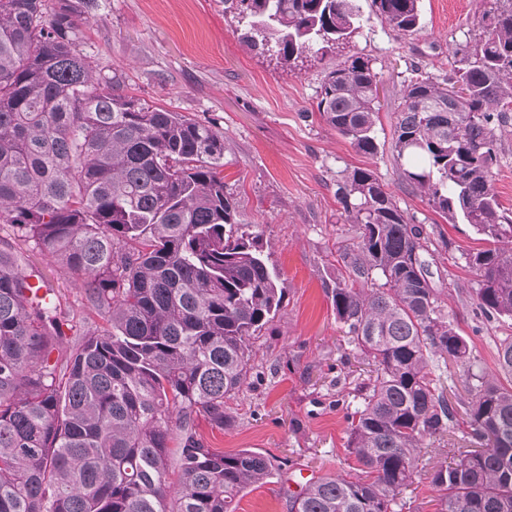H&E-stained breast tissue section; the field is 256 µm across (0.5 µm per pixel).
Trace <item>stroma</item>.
Returning a JSON list of instances; mask_svg holds the SVG:
<instances>
[{
    "label": "stroma",
    "mask_w": 512,
    "mask_h": 512,
    "mask_svg": "<svg viewBox=\"0 0 512 512\" xmlns=\"http://www.w3.org/2000/svg\"><path fill=\"white\" fill-rule=\"evenodd\" d=\"M84 29L85 48L101 74L123 81L149 104L190 115L224 134V176L238 194L250 232L259 235L281 273L285 298L270 329L251 342L255 377L227 401L233 422L225 430L199 419L198 432L213 448H252L292 469L245 491L238 512H288V494L299 491L301 471L312 477L353 466L347 422L338 396L347 394L358 368L336 321L331 290L336 244L350 239L340 222L336 188L344 170H374L400 207L434 225L429 272L462 335L472 340L476 368L495 369V322L478 317L470 300L477 276L466 253L483 243L467 224L437 221L425 200L401 185L392 148V114L413 68L443 77L448 44L462 39L476 0H422V30L397 37L377 18L356 41L382 77L379 150L369 157L326 124L311 118L323 67L290 71L248 50L224 0H97ZM449 431L421 461L414 485L417 512H436L437 494L426 477L449 449L468 447Z\"/></svg>",
    "instance_id": "35a3bbf8"
}]
</instances>
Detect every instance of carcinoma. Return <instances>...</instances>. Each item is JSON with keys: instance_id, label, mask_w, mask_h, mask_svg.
<instances>
[{"instance_id": "1", "label": "carcinoma", "mask_w": 512, "mask_h": 512, "mask_svg": "<svg viewBox=\"0 0 512 512\" xmlns=\"http://www.w3.org/2000/svg\"><path fill=\"white\" fill-rule=\"evenodd\" d=\"M241 39L296 68L336 58L320 120L377 154L373 59L351 50L360 0H224ZM95 0H0V512H236L282 463L209 447L198 417L231 425L224 401L251 377L250 340L284 291L224 182V133L150 106L102 76L82 49ZM399 36L421 30L420 0H371ZM440 80L409 79L393 113L401 182L487 246L465 256L470 298L502 328L496 371L475 357L429 279L430 233L369 168L338 183L353 242L338 248L332 306L369 366L336 399L354 471L288 496V512H413L408 490L427 441L457 428L478 447L434 467L437 512H512V210L493 180L512 124V0H480ZM29 245L79 278L104 324L58 355L65 294L27 296ZM473 398L458 419L444 368ZM176 473L177 482L168 480Z\"/></svg>"}]
</instances>
